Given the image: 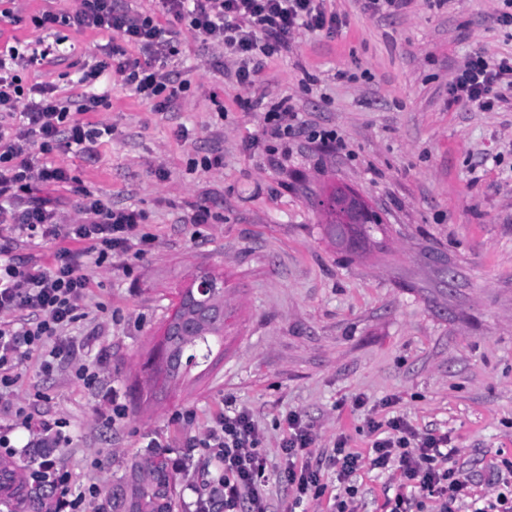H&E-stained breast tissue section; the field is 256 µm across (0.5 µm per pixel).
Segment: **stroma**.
Here are the masks:
<instances>
[{"label": "stroma", "mask_w": 512, "mask_h": 512, "mask_svg": "<svg viewBox=\"0 0 512 512\" xmlns=\"http://www.w3.org/2000/svg\"><path fill=\"white\" fill-rule=\"evenodd\" d=\"M116 4L171 33L165 69L177 96L167 110L111 67L80 84L106 60L109 36L33 25L78 0H0L12 12L0 15V51L52 50L21 71L23 86L102 96L85 118L112 128L94 154L32 157L68 169L109 206L139 211L152 237L108 267L87 256L85 315L67 330L73 356L48 373L33 354L19 367L17 401L35 419L67 421L54 454L73 487L97 485L108 510L134 462L182 457L190 474L175 476L172 510L192 512L211 463L205 449L187 450V436L216 413L245 410L262 432L269 512H336L337 438L368 453V418L396 414L447 434L476 494L496 495L501 460L512 458V95L494 112L452 107L448 84L473 53H512V28L497 22L504 0H407L376 15L363 0H327L336 32L297 34L248 88L223 45L159 0ZM282 99L304 124L284 140L267 121ZM320 130L338 143L313 141ZM217 155L223 167L205 168ZM336 184L382 220L365 251L338 249L325 233L317 199ZM202 205L208 223H192ZM203 271L224 276L223 351L209 369L154 386L146 362L177 292ZM80 365L95 384L76 379ZM112 392L126 411L107 423L95 410ZM292 413L315 436L307 462L326 486L317 498L297 500L282 476ZM351 483L354 512H382L386 478L365 467Z\"/></svg>", "instance_id": "1"}]
</instances>
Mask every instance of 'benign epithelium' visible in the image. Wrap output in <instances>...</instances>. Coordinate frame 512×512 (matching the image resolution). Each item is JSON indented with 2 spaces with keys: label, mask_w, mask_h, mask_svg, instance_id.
Wrapping results in <instances>:
<instances>
[{
  "label": "benign epithelium",
  "mask_w": 512,
  "mask_h": 512,
  "mask_svg": "<svg viewBox=\"0 0 512 512\" xmlns=\"http://www.w3.org/2000/svg\"><path fill=\"white\" fill-rule=\"evenodd\" d=\"M336 196L345 198V203L336 207L332 215L321 208L327 224H345L356 228L361 224L363 199L345 187L334 188ZM224 318V298L208 296L203 278L196 277L183 289L180 302L164 324L163 336L168 348V368L173 374L181 371L185 360L184 342L194 336H205L211 328Z\"/></svg>",
  "instance_id": "benign-epithelium-1"
}]
</instances>
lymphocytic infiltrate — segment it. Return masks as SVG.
<instances>
[{
  "label": "lymphocytic infiltrate",
  "instance_id": "f902f5d3",
  "mask_svg": "<svg viewBox=\"0 0 512 512\" xmlns=\"http://www.w3.org/2000/svg\"><path fill=\"white\" fill-rule=\"evenodd\" d=\"M162 4L168 16L188 22L191 29L236 55L235 78L244 87L251 85L263 59L288 52L297 32L330 31L338 24L335 15L327 13L324 0H162ZM60 21L78 30L109 33L116 40L110 49L112 60L126 83L155 110L171 105L174 96L161 65L173 49L154 17L114 7L112 0H80L79 7L64 17L46 13L33 19L41 28ZM131 46L139 50V58H127ZM44 59V53L22 57L12 48L0 53V112L12 120L10 126L0 125V203H8L13 216L6 231L21 238L63 242L48 265L16 260L11 245L0 244V450L13 455L9 436L16 429L39 430L48 453L30 473V480L50 490L51 512H84L83 498L70 495L69 471L50 453L59 443V431L50 422H35L13 399L17 367L24 355L38 352L44 356L42 370L49 372L57 359L73 353L63 331L80 317L89 286L81 272L86 255L95 254L102 264L123 253L129 242L146 246L150 239L142 231L140 212L112 208L67 169L30 157L34 146L45 154L64 145L90 153L102 137L112 133L111 126L81 119L83 113L97 110L101 97L63 101L53 87L40 85L34 87L33 99H25L15 66L37 68ZM509 91L512 56L490 59L473 54L449 82L448 103L491 111ZM63 184L82 198L80 218L67 223L36 195L40 186ZM23 311L36 313V320L14 322V315ZM287 422L288 432L279 444L287 460L284 474L298 497H320L325 486L317 471L296 464L314 442L311 429L293 413ZM367 425L374 436L368 455L347 449L345 438L336 441L333 461L344 494L336 502V512H348L346 499L355 493L349 479L365 465L382 473H398L402 485L437 497L439 512H456L458 500L470 493V480L450 467L455 451L449 448L447 435L420 432L401 416L371 419ZM260 436L252 416L239 411L218 415L202 435L189 439V447L208 450L219 465L217 480L198 494L195 512H215L219 506L224 512H267L266 462L256 451Z\"/></svg>",
  "mask_w": 512,
  "mask_h": 512
}]
</instances>
